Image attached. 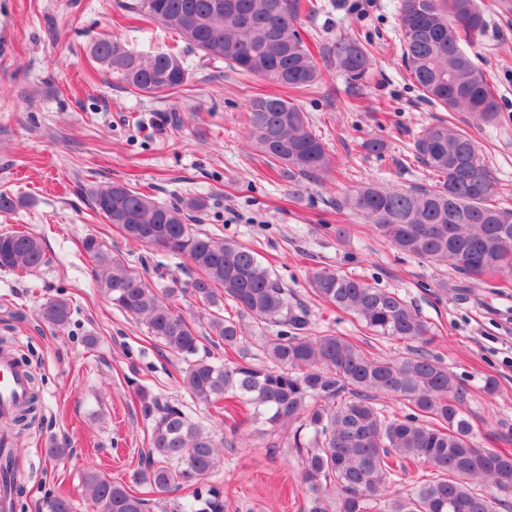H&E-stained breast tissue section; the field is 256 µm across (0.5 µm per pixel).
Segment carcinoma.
Wrapping results in <instances>:
<instances>
[{
  "label": "carcinoma",
  "instance_id": "carcinoma-1",
  "mask_svg": "<svg viewBox=\"0 0 512 512\" xmlns=\"http://www.w3.org/2000/svg\"><path fill=\"white\" fill-rule=\"evenodd\" d=\"M143 6L202 56L278 89L248 105V135L277 175L299 187L330 169L325 144L308 129L298 105L279 94L304 92L321 80L295 30L302 0H144ZM485 25L478 0H400L402 58L421 96L490 123L498 112L494 91L461 46ZM92 53L112 76L143 93L175 89L189 78L175 52L141 53L104 38L93 43ZM327 54L354 80L372 66L369 49L355 39L337 41ZM413 158L437 177L435 184L366 183L340 206L363 216L401 254L449 264L468 277L512 273V210L492 203L495 178L474 137L440 120L415 138ZM88 196L92 209L126 239L182 253L197 270L187 288H167L162 298L97 235L81 241L112 305L141 320L149 335L184 361L182 385L197 402H224L232 431L254 421H301L307 436L295 434L294 444L302 482L312 494L309 512H372L380 498L386 499L385 512H495L498 493L512 492V454L477 444L463 393L437 357L416 349L383 358L351 336L316 329L308 308L288 301L258 252L188 224L206 208L201 197L164 204L122 183L93 187ZM45 263L37 235L0 233V270L30 273ZM307 286L314 298L349 313L373 336L431 342V324L397 290L330 267L313 270ZM185 291L214 308L209 325L224 343V361L197 357L200 336L172 306ZM223 299L237 315L221 314ZM70 315L61 299L41 308L43 320L55 326L67 325ZM255 330L265 338L259 364L247 353V336ZM381 394L408 412L385 414L377 403ZM139 398L153 426L146 464L132 483L161 493L194 486L190 499L172 512H227L224 489L199 484L224 464L213 434L180 406L145 389ZM36 402L30 394L5 427L22 433ZM410 462L432 466L437 476L401 493L395 478ZM83 487L93 512H149L135 489L94 469L85 473Z\"/></svg>",
  "mask_w": 512,
  "mask_h": 512
}]
</instances>
